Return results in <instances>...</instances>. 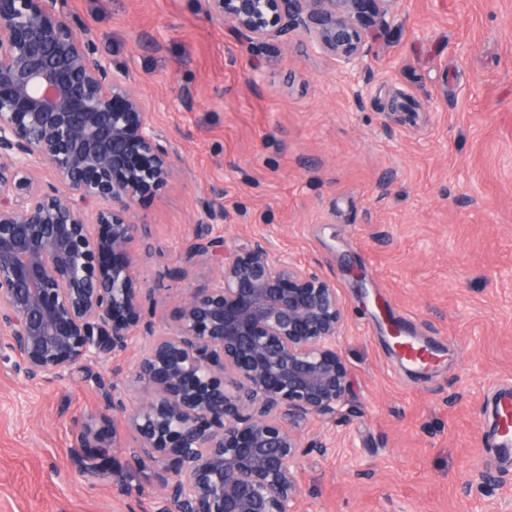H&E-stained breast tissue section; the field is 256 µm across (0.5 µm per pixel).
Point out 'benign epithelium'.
<instances>
[{
	"mask_svg": "<svg viewBox=\"0 0 512 512\" xmlns=\"http://www.w3.org/2000/svg\"><path fill=\"white\" fill-rule=\"evenodd\" d=\"M208 2L243 42L299 32L348 65L397 0ZM94 44L61 0H0V347L29 381L92 378L91 364L131 345L146 294L134 211L174 175L136 88ZM42 167L55 182L37 181ZM216 262L135 364L139 445L85 427L75 447L99 473L118 454L158 467V512H301V426L334 416L350 388L343 303L260 240Z\"/></svg>",
	"mask_w": 512,
	"mask_h": 512,
	"instance_id": "7a95c632",
	"label": "benign epithelium"
}]
</instances>
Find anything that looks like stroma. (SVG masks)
<instances>
[{"instance_id":"obj_1","label":"stroma","mask_w":512,"mask_h":512,"mask_svg":"<svg viewBox=\"0 0 512 512\" xmlns=\"http://www.w3.org/2000/svg\"><path fill=\"white\" fill-rule=\"evenodd\" d=\"M172 148L174 177L136 207L142 301L131 346L95 367L124 408L74 377L32 384L0 351V512H155L152 469L83 470L90 426L131 440L136 355L208 287L209 226L260 238L331 279L350 391L301 429L304 512H512V449L492 427L512 388V0H398L359 68L299 33L251 45L207 0H65ZM189 96H173V86ZM389 314L441 360L412 373Z\"/></svg>"}]
</instances>
